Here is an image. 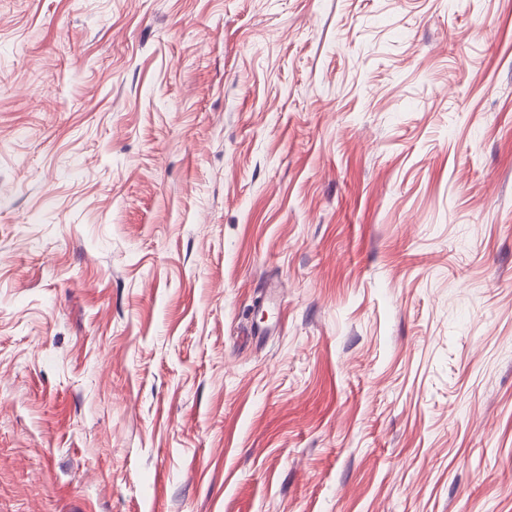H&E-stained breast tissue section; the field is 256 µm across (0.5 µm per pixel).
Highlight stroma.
<instances>
[{"mask_svg":"<svg viewBox=\"0 0 512 512\" xmlns=\"http://www.w3.org/2000/svg\"><path fill=\"white\" fill-rule=\"evenodd\" d=\"M0 512H512V0H0Z\"/></svg>","mask_w":512,"mask_h":512,"instance_id":"stroma-1","label":"stroma"}]
</instances>
